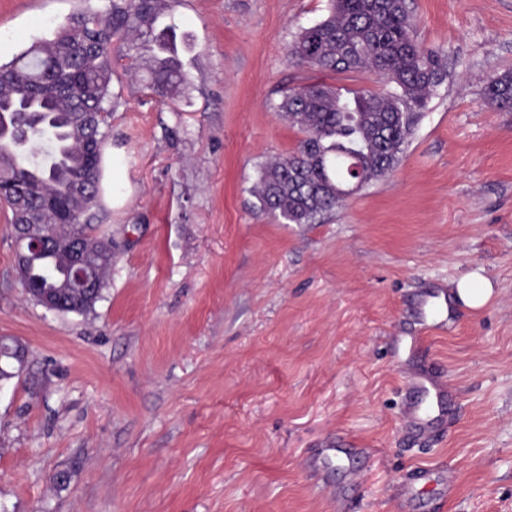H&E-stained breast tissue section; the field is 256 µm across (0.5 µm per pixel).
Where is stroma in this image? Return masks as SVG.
I'll list each match as a JSON object with an SVG mask.
<instances>
[{"label": "stroma", "instance_id": "1", "mask_svg": "<svg viewBox=\"0 0 512 512\" xmlns=\"http://www.w3.org/2000/svg\"><path fill=\"white\" fill-rule=\"evenodd\" d=\"M108 5L0 0V64ZM408 5L444 81L396 168L313 224L252 187L302 138L282 86L385 89L289 59L328 0H166L190 75L174 97L118 42L137 65L112 84L94 223L114 257L89 313L25 294L0 207V337L28 349L0 383V512H512V112L483 98L512 72V0ZM471 273L488 303L409 352L425 293ZM428 368L450 412L420 436L401 413Z\"/></svg>", "mask_w": 512, "mask_h": 512}]
</instances>
